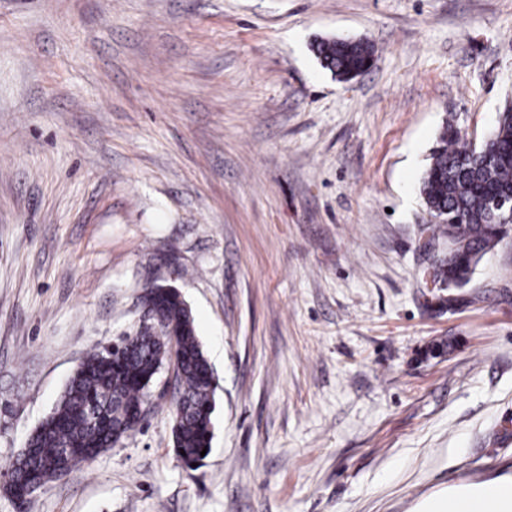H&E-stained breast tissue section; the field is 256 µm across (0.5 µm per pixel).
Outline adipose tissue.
I'll return each instance as SVG.
<instances>
[{
	"instance_id": "obj_1",
	"label": "adipose tissue",
	"mask_w": 512,
	"mask_h": 512,
	"mask_svg": "<svg viewBox=\"0 0 512 512\" xmlns=\"http://www.w3.org/2000/svg\"><path fill=\"white\" fill-rule=\"evenodd\" d=\"M425 512H512V477L449 492L429 502Z\"/></svg>"
}]
</instances>
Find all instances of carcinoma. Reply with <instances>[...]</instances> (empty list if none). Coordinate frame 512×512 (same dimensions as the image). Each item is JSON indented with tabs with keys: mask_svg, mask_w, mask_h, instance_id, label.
<instances>
[{
	"mask_svg": "<svg viewBox=\"0 0 512 512\" xmlns=\"http://www.w3.org/2000/svg\"><path fill=\"white\" fill-rule=\"evenodd\" d=\"M322 65L347 80L363 71L374 48L348 40H322L313 46ZM440 145L425 171L420 193L433 213L458 218L457 224H437L432 240L448 243L437 257L433 281L465 285L478 261L506 231L486 218L493 194L512 193V112L500 114L488 147L501 160L483 165L454 124L443 127ZM151 297L150 326L126 334L113 351H94L75 370L53 412L29 435L28 452L10 463L11 482L5 488L17 512L26 501L18 495L30 482L42 486L69 474L112 447L142 424L150 410V383L160 367L175 359L173 438L177 457L187 468L203 459L200 452L213 438L214 372L196 335L194 320L176 289L163 284L144 287ZM175 335H168V329Z\"/></svg>",
	"mask_w": 512,
	"mask_h": 512,
	"instance_id": "cac0c4a2",
	"label": "carcinoma"
}]
</instances>
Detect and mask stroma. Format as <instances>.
I'll return each instance as SVG.
<instances>
[{
  "instance_id": "35a3bbf8",
  "label": "stroma",
  "mask_w": 512,
  "mask_h": 512,
  "mask_svg": "<svg viewBox=\"0 0 512 512\" xmlns=\"http://www.w3.org/2000/svg\"><path fill=\"white\" fill-rule=\"evenodd\" d=\"M365 38L341 81L312 50ZM512 103V0H0V512L88 351L178 289L217 387L177 458L141 427L27 512H422L512 477V231L426 273L446 123Z\"/></svg>"
}]
</instances>
